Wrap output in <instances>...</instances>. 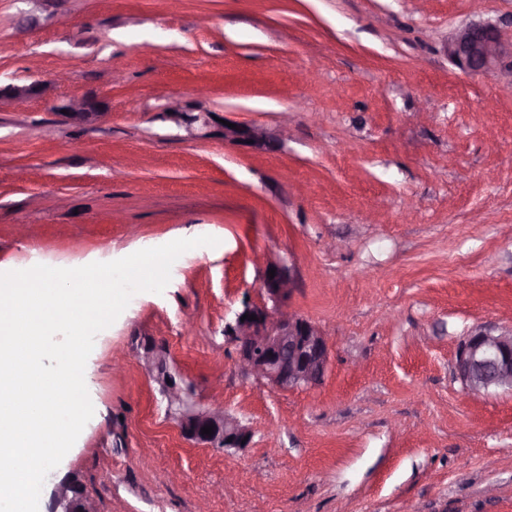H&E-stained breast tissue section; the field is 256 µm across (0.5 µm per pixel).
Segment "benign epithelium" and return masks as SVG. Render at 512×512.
I'll list each match as a JSON object with an SVG mask.
<instances>
[{
  "instance_id": "7a95c632",
  "label": "benign epithelium",
  "mask_w": 512,
  "mask_h": 512,
  "mask_svg": "<svg viewBox=\"0 0 512 512\" xmlns=\"http://www.w3.org/2000/svg\"><path fill=\"white\" fill-rule=\"evenodd\" d=\"M511 54L501 41L498 30L491 25L471 24L458 29L449 38L447 54L463 71L480 75L499 69L505 54ZM40 83L0 87V109L20 105L38 95ZM67 111L66 117L89 122L105 113L103 101L94 96L72 97L54 106ZM187 136L199 137L202 131L219 126L224 141L249 152L269 151L278 139L256 124L236 123L232 129L215 120L210 112L197 111L186 104L170 107ZM275 276L263 275L261 288L265 298L246 302L236 313L234 323L225 326V335L236 344V363L247 376L267 382L282 391L311 389L318 386L329 368L331 348L327 337L317 325L297 314L288 305L296 286L291 267L274 263ZM254 320H241L245 314ZM144 367L159 385L165 402V414L181 433L198 444L209 445L224 437V447L242 448L251 442V431L221 408H206L193 394L173 382L165 351L146 344L140 353ZM454 372L463 388L473 394L498 389L512 390V330L497 334L490 329H476L459 342ZM213 427V434L201 428ZM76 480L65 478L56 484L47 512H93L91 499L74 490Z\"/></svg>"
}]
</instances>
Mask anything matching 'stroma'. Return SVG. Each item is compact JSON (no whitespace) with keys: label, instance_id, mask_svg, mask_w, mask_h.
I'll return each instance as SVG.
<instances>
[{"label":"stroma","instance_id":"1","mask_svg":"<svg viewBox=\"0 0 512 512\" xmlns=\"http://www.w3.org/2000/svg\"><path fill=\"white\" fill-rule=\"evenodd\" d=\"M473 22L511 43L512 0H0V83L45 85L0 111V272L219 240L98 333L94 414L40 505L75 476L100 512H512V391L453 369L512 327V87L446 51ZM85 94L103 117L55 112ZM175 99L289 133L191 138ZM268 263L331 344L315 388L241 375L224 335ZM148 339L249 447L181 436Z\"/></svg>","mask_w":512,"mask_h":512}]
</instances>
